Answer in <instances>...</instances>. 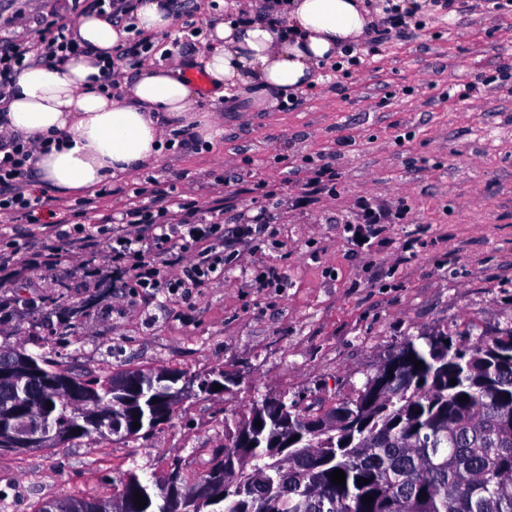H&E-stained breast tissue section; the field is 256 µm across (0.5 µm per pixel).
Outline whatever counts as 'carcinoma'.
Listing matches in <instances>:
<instances>
[{"mask_svg": "<svg viewBox=\"0 0 512 512\" xmlns=\"http://www.w3.org/2000/svg\"><path fill=\"white\" fill-rule=\"evenodd\" d=\"M471 336L466 324L453 335L408 337L391 364L326 408L334 428H317L315 412L283 398L254 400L224 420L228 443L204 475L189 479L175 461L147 483L136 464L108 502L126 512H512V427H505L512 416V321L473 342ZM1 358L25 359L28 369L0 384V402L23 406L40 397L38 423L67 428L75 440L135 439L168 423L178 408L156 423L152 414L189 375L165 366L61 369L41 354L2 345ZM65 377L81 387L80 410L61 392ZM120 377L134 392L112 390ZM463 395L468 401L459 400ZM285 430L298 439L284 441ZM336 469L346 474L342 486L331 482ZM360 477L369 483L358 485ZM137 492L147 499L142 509ZM366 494L374 501L364 502ZM97 502L68 496L38 512H90Z\"/></svg>", "mask_w": 512, "mask_h": 512, "instance_id": "cac0c4a2", "label": "carcinoma"}]
</instances>
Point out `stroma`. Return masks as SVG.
Listing matches in <instances>:
<instances>
[{
  "label": "stroma",
  "mask_w": 512,
  "mask_h": 512,
  "mask_svg": "<svg viewBox=\"0 0 512 512\" xmlns=\"http://www.w3.org/2000/svg\"><path fill=\"white\" fill-rule=\"evenodd\" d=\"M71 16V0H0V31L34 37L43 19ZM426 25L391 39L334 81L306 89L293 110H253L234 93L211 109L217 147H164L133 181L113 186L87 224L133 207V184L176 186L203 218L230 222L253 206L251 188L277 191L273 234L238 245L235 266L184 301L112 285V266L85 273L72 258L25 270L6 293L29 306L0 318V345L55 358L62 367L166 366L194 374L223 369L240 386L188 400L170 423L136 440L82 438L60 448L0 452V512L40 503L110 496L132 465L204 473L224 445V421L255 398L285 396L318 408L350 395L380 358L421 330L470 323L493 330L512 320V13L477 0L448 9L422 0ZM337 153L334 196L301 206L307 159ZM368 199L404 217L367 250L353 251L345 222ZM54 199L56 228L15 227L23 252L46 250L72 221ZM274 267L284 288L256 287Z\"/></svg>",
  "instance_id": "stroma-1"
}]
</instances>
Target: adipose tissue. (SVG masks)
Instances as JSON below:
<instances>
[{"label": "adipose tissue", "instance_id": "1", "mask_svg": "<svg viewBox=\"0 0 512 512\" xmlns=\"http://www.w3.org/2000/svg\"><path fill=\"white\" fill-rule=\"evenodd\" d=\"M244 7L247 20L211 23L193 61L140 62L134 79L119 78L118 96L97 89L102 60L125 47L132 31L169 34L171 0H136L131 30L83 14L74 28L82 53L61 65L34 62L22 70L4 104L8 122L0 134L30 143L60 136V146L34 156L36 187L62 198L93 196L156 163L165 139L186 125L210 143L221 136L186 77L191 66H202L212 97L237 88L263 109L318 83L322 68L360 46L374 21L363 0H288L274 18L256 0Z\"/></svg>", "mask_w": 512, "mask_h": 512}]
</instances>
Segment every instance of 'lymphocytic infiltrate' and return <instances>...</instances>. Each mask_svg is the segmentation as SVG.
Masks as SVG:
<instances>
[{
	"mask_svg": "<svg viewBox=\"0 0 512 512\" xmlns=\"http://www.w3.org/2000/svg\"><path fill=\"white\" fill-rule=\"evenodd\" d=\"M79 49L69 21L57 16L44 20L41 33L31 40L0 34V100L6 99L16 76L30 61L58 65ZM32 155L26 143L0 139V210L12 211L27 224L40 223L46 205L45 199L27 191ZM254 192L259 203L253 214L235 215L232 226L226 228L203 223L194 203L174 191L134 187L140 205L125 211L111 228L113 281L145 292L162 288L186 300L194 289L223 278L236 259L235 244L258 246L272 233L274 216L266 202L275 191L263 183ZM389 220L388 212L360 202L348 222L351 245L379 237ZM61 240V245L35 254L34 265L54 269L67 253L80 254L86 268L98 261L101 236L85 225H74L72 231L62 233Z\"/></svg>",
	"mask_w": 512,
	"mask_h": 512,
	"instance_id": "1",
	"label": "lymphocytic infiltrate"
}]
</instances>
